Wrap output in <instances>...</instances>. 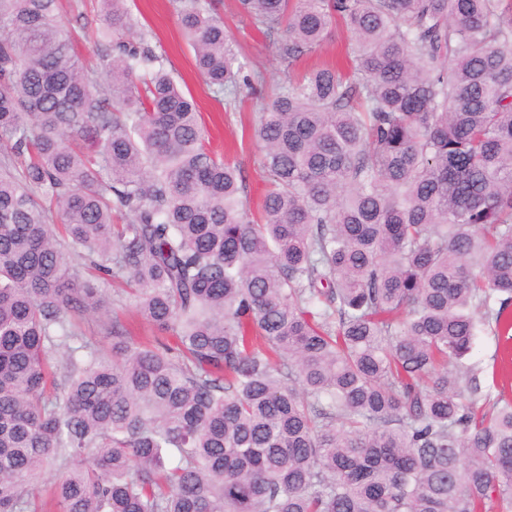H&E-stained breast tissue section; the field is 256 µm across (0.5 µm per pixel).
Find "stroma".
<instances>
[{
  "mask_svg": "<svg viewBox=\"0 0 512 512\" xmlns=\"http://www.w3.org/2000/svg\"><path fill=\"white\" fill-rule=\"evenodd\" d=\"M78 0H62L61 20L70 25L78 48L89 63H96V49L85 39L86 32L101 24L100 7L88 0L84 25L73 24ZM132 13L152 34V44L162 55L165 65L186 92L197 102L201 118L210 134L215 151L239 165L251 208H258L265 194L268 177L261 164V150L254 139V124L259 102L248 88H241L234 110H226L223 98L215 96L195 67L194 52L183 38L171 0H128ZM224 26L239 45L251 68L266 78L264 95H271L285 77L275 40L250 28L240 17L236 0H222ZM470 364L482 371L490 383L492 395L512 398V353H506L503 335L496 327H481L468 357Z\"/></svg>",
  "mask_w": 512,
  "mask_h": 512,
  "instance_id": "1",
  "label": "stroma"
}]
</instances>
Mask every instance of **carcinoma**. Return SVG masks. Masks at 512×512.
Here are the masks:
<instances>
[{
  "label": "carcinoma",
  "instance_id": "cac0c4a2",
  "mask_svg": "<svg viewBox=\"0 0 512 512\" xmlns=\"http://www.w3.org/2000/svg\"><path fill=\"white\" fill-rule=\"evenodd\" d=\"M126 2L88 67L59 0H0V512L50 461L55 512H512L464 362L512 305V0H238L288 66L353 42L261 106L258 223ZM218 3L173 0L232 109L264 76ZM114 285L161 335L72 347ZM350 50L351 45L347 33L338 28L332 37L318 47L308 58L295 63L292 71L294 74H303L309 68L321 63L345 66L347 53Z\"/></svg>",
  "mask_w": 512,
  "mask_h": 512
}]
</instances>
